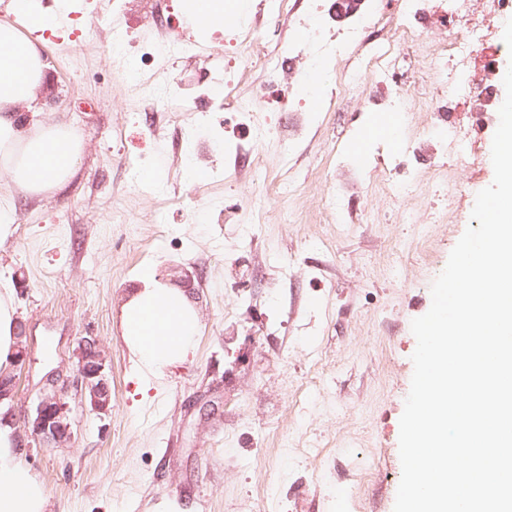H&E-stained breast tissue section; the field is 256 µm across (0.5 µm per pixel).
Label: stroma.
<instances>
[{
  "mask_svg": "<svg viewBox=\"0 0 512 512\" xmlns=\"http://www.w3.org/2000/svg\"><path fill=\"white\" fill-rule=\"evenodd\" d=\"M68 16L40 31L50 84L36 106L64 116L83 137L79 170L61 193L29 198L0 172V208L13 209L0 243V280L14 291L27 326L28 358L13 403L16 418L37 395L66 391L74 432L64 448L31 447L25 464L48 493L52 512H153L164 499L187 512H262L264 491L278 490V512H393L401 478L400 417L413 374L414 318L432 303L431 284L470 223L476 195L491 185L493 129L472 138L481 166L463 162L451 175L463 194L427 239L410 224H372L388 203L355 190L360 221L345 232L312 215L329 186L328 157L350 128H359L361 167L373 145L392 146L388 123L365 125L356 112L327 111L325 101L288 94L272 104V122L296 106L316 113L295 155L297 194L268 196L269 222L255 249L237 247L235 224L203 223L212 210L241 208L249 184L231 188L209 176L207 200L184 177V142L145 136L156 121L143 95L112 68V27L150 41L146 15L182 22V0H71ZM194 89L207 86L208 110L224 99L218 70L202 61L156 58L146 68ZM126 127L123 140L115 128ZM154 172L129 189L132 170ZM165 228L154 222L157 205ZM128 214L112 223L113 210ZM298 257L291 275L266 261L268 247ZM193 274L184 294L199 313L196 349L163 378L138 381L117 324L123 297L145 270L170 279L172 266ZM237 282L252 297L245 321L229 319L226 295ZM98 337L107 357L112 410L100 416L73 385L76 340ZM373 479L360 481L352 456Z\"/></svg>",
  "mask_w": 512,
  "mask_h": 512,
  "instance_id": "stroma-1",
  "label": "stroma"
}]
</instances>
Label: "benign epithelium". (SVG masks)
Instances as JSON below:
<instances>
[{"mask_svg":"<svg viewBox=\"0 0 512 512\" xmlns=\"http://www.w3.org/2000/svg\"><path fill=\"white\" fill-rule=\"evenodd\" d=\"M362 0H335L336 18L346 19L356 12ZM73 354L77 359L76 383L92 411L107 414L112 409V386L106 357L99 340L91 332L79 337ZM20 446L36 443L43 447L64 448L73 440L72 424L64 391L44 389L32 413L26 417L24 434L17 435Z\"/></svg>","mask_w":512,"mask_h":512,"instance_id":"7a95c632","label":"benign epithelium"}]
</instances>
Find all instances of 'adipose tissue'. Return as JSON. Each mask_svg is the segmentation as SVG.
<instances>
[{
  "instance_id": "1",
  "label": "adipose tissue",
  "mask_w": 512,
  "mask_h": 512,
  "mask_svg": "<svg viewBox=\"0 0 512 512\" xmlns=\"http://www.w3.org/2000/svg\"><path fill=\"white\" fill-rule=\"evenodd\" d=\"M47 78L37 40L0 23V162L12 185L39 197L63 191L78 170L82 140L70 125L41 119L24 124ZM199 316L179 289L144 274L120 306V336L134 364L154 377L188 356L196 344ZM18 347L12 291L0 289V374L15 367ZM0 512H50L39 476L26 468L15 429L0 424Z\"/></svg>"
}]
</instances>
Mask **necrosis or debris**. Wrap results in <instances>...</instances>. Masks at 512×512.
Returning <instances> with one entry per match:
<instances>
[{"label": "necrosis or debris", "mask_w": 512, "mask_h": 512, "mask_svg": "<svg viewBox=\"0 0 512 512\" xmlns=\"http://www.w3.org/2000/svg\"><path fill=\"white\" fill-rule=\"evenodd\" d=\"M511 18L512 0H377L373 10L361 11L341 27L313 28L292 0H259L233 41L244 71L260 74L263 81L245 92L240 77H224V109L251 134L247 142L225 141L224 155L231 162L225 181H253L254 156L262 148L273 149L280 165L290 167L298 141L316 117L292 113L287 134H275L267 104L280 91L279 76L297 65L315 61L326 68L340 60L344 68L336 83L348 108L372 120L390 118L401 130L396 150L378 149L373 172L359 173L361 185L367 194L401 205L404 223L428 234L421 206L426 189L454 198L449 162H481L470 129L494 122L502 52L494 38L499 24ZM285 19L297 37L285 39ZM127 37V30L113 27V62L136 75L155 57L201 53L197 41L169 24H158L153 41L137 55L127 54ZM408 51L416 58L418 74L431 76L430 96L416 95L400 71V58ZM457 112L468 113V123L454 120Z\"/></svg>", "instance_id": "obj_1"}]
</instances>
